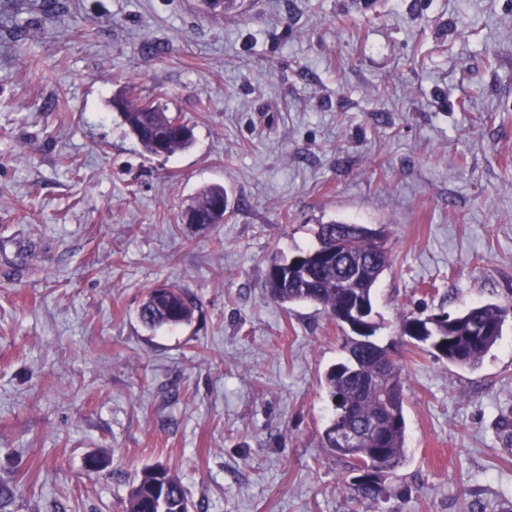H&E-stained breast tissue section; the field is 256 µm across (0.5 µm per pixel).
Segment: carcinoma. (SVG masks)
I'll use <instances>...</instances> for the list:
<instances>
[{"label": "carcinoma", "instance_id": "cac0c4a2", "mask_svg": "<svg viewBox=\"0 0 512 512\" xmlns=\"http://www.w3.org/2000/svg\"><path fill=\"white\" fill-rule=\"evenodd\" d=\"M130 133L143 151L156 156L159 150L172 156L192 146L193 128L179 115L155 102L141 98L121 100ZM227 197L224 187L203 189L192 201L198 222L216 223L214 203ZM316 247L301 252L288 263H274L267 273L270 299L278 304L311 303L331 317L351 304L369 317L373 290L391 266L386 234L361 224L333 222L319 225ZM196 304L182 289L162 283L147 289L137 315L149 329L177 327L194 316ZM512 305L485 304L451 315H404L400 335L427 345L438 360L466 368L477 367L496 345ZM349 326L352 335L343 345L345 360L330 367L324 386L336 410H345L348 424L358 438L344 444L336 439V419L322 433L323 447L338 457L353 461L359 472L350 489L364 498H379L384 479L406 461L405 406L401 370L389 350L373 340L376 327L366 322L367 331ZM188 499L180 480L166 468H143L125 501L123 512H187Z\"/></svg>", "mask_w": 512, "mask_h": 512}]
</instances>
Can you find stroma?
Instances as JSON below:
<instances>
[{"label": "stroma", "instance_id": "1", "mask_svg": "<svg viewBox=\"0 0 512 512\" xmlns=\"http://www.w3.org/2000/svg\"><path fill=\"white\" fill-rule=\"evenodd\" d=\"M41 2L0 0V512H122L156 464L192 512H512V318L474 369L399 334L512 303V0ZM132 90L193 148L146 154ZM213 184L224 222L182 223ZM333 221L391 249L407 461L379 500L321 441L341 327L265 288ZM163 281L196 310L150 330Z\"/></svg>", "mask_w": 512, "mask_h": 512}]
</instances>
